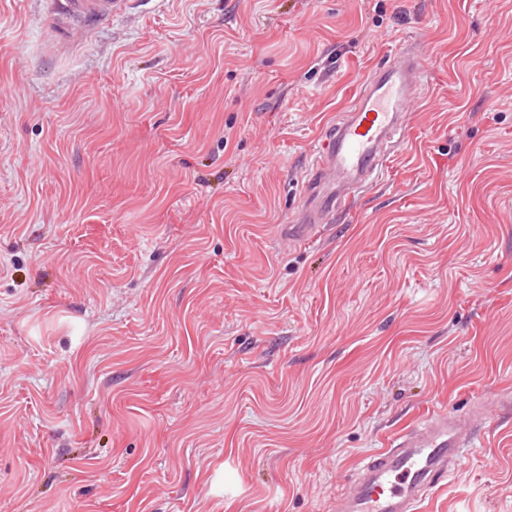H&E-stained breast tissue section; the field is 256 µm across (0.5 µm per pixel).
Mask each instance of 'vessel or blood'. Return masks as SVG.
I'll return each instance as SVG.
<instances>
[{
	"instance_id": "obj_1",
	"label": "vessel or blood",
	"mask_w": 512,
	"mask_h": 512,
	"mask_svg": "<svg viewBox=\"0 0 512 512\" xmlns=\"http://www.w3.org/2000/svg\"><path fill=\"white\" fill-rule=\"evenodd\" d=\"M57 38L70 42L102 23L127 16L134 0H47ZM427 71L410 49L392 52L361 79L349 109L329 126L314 152L303 202L283 236L293 243L318 238L354 205L403 142L409 104ZM483 404L452 414L433 408L362 460L336 496V512H422L432 491L454 474L461 457L486 433Z\"/></svg>"
}]
</instances>
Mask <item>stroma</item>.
<instances>
[{"mask_svg":"<svg viewBox=\"0 0 512 512\" xmlns=\"http://www.w3.org/2000/svg\"><path fill=\"white\" fill-rule=\"evenodd\" d=\"M430 85L283 244L361 69ZM492 423L428 512H512V0H0V512H333L382 437ZM134 0H48L49 23L60 42H71L102 23L127 16Z\"/></svg>","mask_w":512,"mask_h":512,"instance_id":"obj_1","label":"stroma"}]
</instances>
